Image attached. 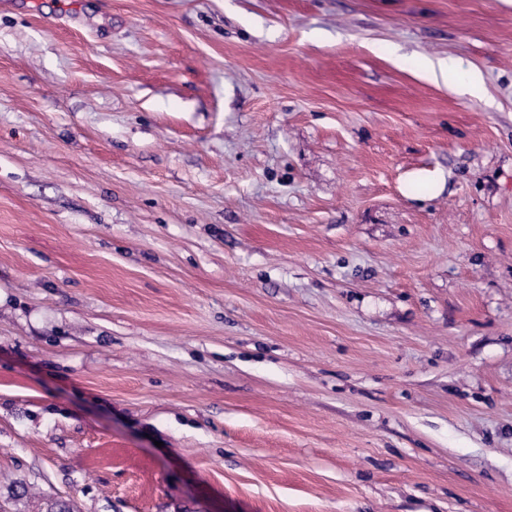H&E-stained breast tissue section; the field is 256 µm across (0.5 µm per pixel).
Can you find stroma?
Segmentation results:
<instances>
[{"instance_id":"1","label":"stroma","mask_w":512,"mask_h":512,"mask_svg":"<svg viewBox=\"0 0 512 512\" xmlns=\"http://www.w3.org/2000/svg\"><path fill=\"white\" fill-rule=\"evenodd\" d=\"M55 501L512 512V4L0 0V512ZM454 68V61L450 58H427L421 64L420 74L414 73V76L436 84L442 83L448 88V75Z\"/></svg>"}]
</instances>
